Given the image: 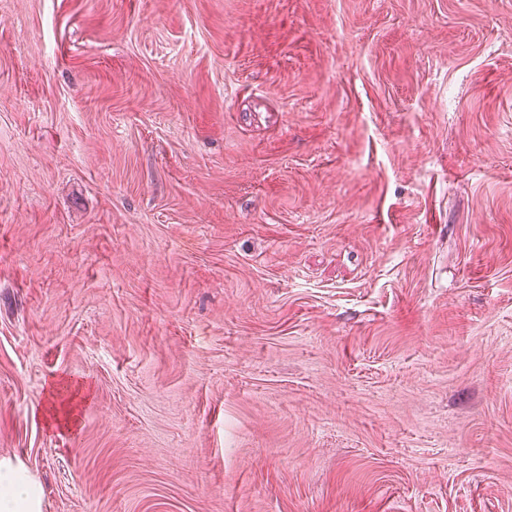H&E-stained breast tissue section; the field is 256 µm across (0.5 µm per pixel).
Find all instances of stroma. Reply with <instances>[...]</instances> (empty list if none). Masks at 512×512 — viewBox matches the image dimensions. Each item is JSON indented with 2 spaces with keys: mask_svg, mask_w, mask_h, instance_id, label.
Here are the masks:
<instances>
[{
  "mask_svg": "<svg viewBox=\"0 0 512 512\" xmlns=\"http://www.w3.org/2000/svg\"><path fill=\"white\" fill-rule=\"evenodd\" d=\"M2 460L512 512V0H0Z\"/></svg>",
  "mask_w": 512,
  "mask_h": 512,
  "instance_id": "35a3bbf8",
  "label": "stroma"
}]
</instances>
